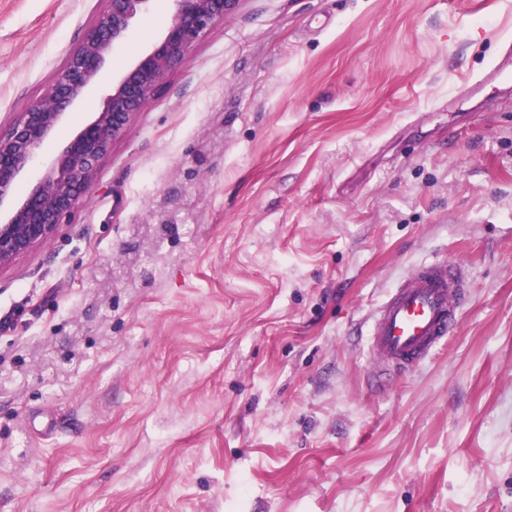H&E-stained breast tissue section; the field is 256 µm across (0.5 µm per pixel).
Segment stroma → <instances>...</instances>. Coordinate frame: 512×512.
Here are the masks:
<instances>
[{
    "mask_svg": "<svg viewBox=\"0 0 512 512\" xmlns=\"http://www.w3.org/2000/svg\"><path fill=\"white\" fill-rule=\"evenodd\" d=\"M106 0H0V133ZM132 22L25 194L157 40ZM512 0H241L0 268V512H512ZM468 302L377 389L368 322ZM463 266L424 265L391 288L366 336L374 364L402 371L425 363L458 324Z\"/></svg>",
    "mask_w": 512,
    "mask_h": 512,
    "instance_id": "obj_1",
    "label": "stroma"
}]
</instances>
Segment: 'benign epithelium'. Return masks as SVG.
I'll return each mask as SVG.
<instances>
[{
  "mask_svg": "<svg viewBox=\"0 0 512 512\" xmlns=\"http://www.w3.org/2000/svg\"><path fill=\"white\" fill-rule=\"evenodd\" d=\"M107 3L90 36L64 63L47 98L21 113L8 133H0V268L51 238L87 193L99 162L132 118L186 62L193 43L232 14L240 0H171L162 36L121 74L99 111L18 197L19 175L37 160L38 149L54 136L66 111L97 82L109 55L127 39L133 19L147 12L152 0Z\"/></svg>",
  "mask_w": 512,
  "mask_h": 512,
  "instance_id": "7a95c632",
  "label": "benign epithelium"
}]
</instances>
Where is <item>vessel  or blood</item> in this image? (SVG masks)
<instances>
[{
  "instance_id": "obj_1",
  "label": "vessel or blood",
  "mask_w": 512,
  "mask_h": 512,
  "mask_svg": "<svg viewBox=\"0 0 512 512\" xmlns=\"http://www.w3.org/2000/svg\"><path fill=\"white\" fill-rule=\"evenodd\" d=\"M461 264L424 265L391 288L367 331L374 363L406 371L425 363L458 324Z\"/></svg>"
}]
</instances>
